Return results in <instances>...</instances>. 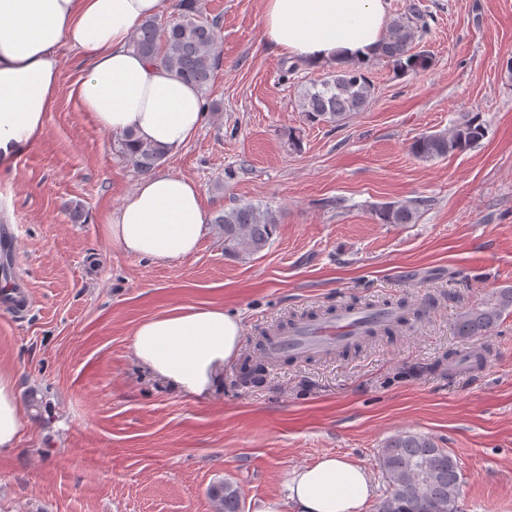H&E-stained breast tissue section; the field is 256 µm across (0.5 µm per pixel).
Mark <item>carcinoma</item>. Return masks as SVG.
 <instances>
[{
	"label": "carcinoma",
	"mask_w": 512,
	"mask_h": 512,
	"mask_svg": "<svg viewBox=\"0 0 512 512\" xmlns=\"http://www.w3.org/2000/svg\"><path fill=\"white\" fill-rule=\"evenodd\" d=\"M178 14L161 26L148 18L134 30L132 50L157 60L182 80L206 90L219 66L216 23L202 16L198 0H179ZM424 16L409 9L394 16L374 48L371 61L386 60L403 71L425 65L424 55L414 51L416 34L426 29ZM375 87L366 70L338 67L313 82L298 96V110L311 124L337 125L373 102ZM481 113H468L446 132L424 134L411 144L412 154L424 160L446 158L477 145L485 136ZM118 152L140 173L155 170L166 152L140 142L126 133L118 141ZM419 201L397 200L375 210L383 224H413ZM224 235V254L246 259L269 246L278 216L268 208L245 203L218 213L213 218ZM401 311L396 329L411 330L422 321L428 303H397ZM512 307V288L498 292L495 299L461 313L456 335L467 339L489 331L505 310ZM377 466L388 490L374 505V512H459L461 474L457 460L425 435L404 431L389 439L377 453ZM217 512H242L237 486L226 481L210 489Z\"/></svg>",
	"instance_id": "1"
}]
</instances>
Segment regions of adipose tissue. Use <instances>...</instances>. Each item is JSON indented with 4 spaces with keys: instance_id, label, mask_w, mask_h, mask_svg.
<instances>
[{
    "instance_id": "obj_1",
    "label": "adipose tissue",
    "mask_w": 512,
    "mask_h": 512,
    "mask_svg": "<svg viewBox=\"0 0 512 512\" xmlns=\"http://www.w3.org/2000/svg\"><path fill=\"white\" fill-rule=\"evenodd\" d=\"M170 10L171 0H0V169L41 136L64 45L89 60L76 91L99 125L171 154L191 141L206 118L200 91L129 46L144 19ZM385 25V0H263L265 40L314 68L368 60ZM102 225L125 253L169 265L196 252L208 212L199 184L151 172ZM243 339L241 321L224 307L184 304L141 321L130 350L151 374L202 396L221 385ZM23 425L16 374L0 367V456L15 453ZM372 491L364 467L326 455L292 471L284 496L267 499L260 512H362Z\"/></svg>"
}]
</instances>
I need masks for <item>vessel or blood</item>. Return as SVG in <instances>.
<instances>
[{
  "label": "vessel or blood",
  "instance_id": "1",
  "mask_svg": "<svg viewBox=\"0 0 512 512\" xmlns=\"http://www.w3.org/2000/svg\"><path fill=\"white\" fill-rule=\"evenodd\" d=\"M16 226H0V262L11 265L19 247ZM398 314L391 306H376L367 310L344 308L336 313L308 320L289 327L285 332L270 336L264 345L268 361H279L286 355L325 357L351 343L359 341L373 324L392 321Z\"/></svg>",
  "mask_w": 512,
  "mask_h": 512
}]
</instances>
